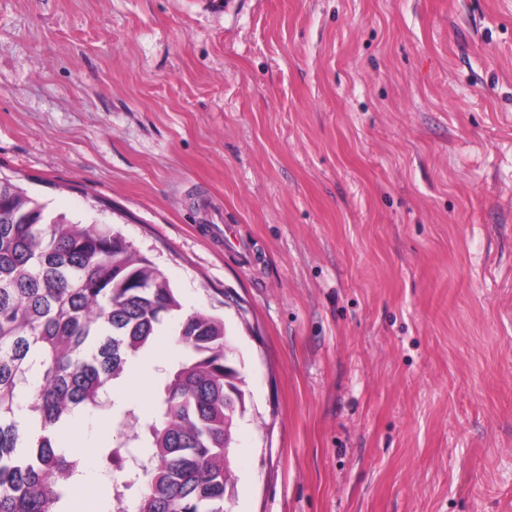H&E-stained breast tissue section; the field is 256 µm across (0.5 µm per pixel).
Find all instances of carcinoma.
<instances>
[{"label":"carcinoma","mask_w":512,"mask_h":512,"mask_svg":"<svg viewBox=\"0 0 512 512\" xmlns=\"http://www.w3.org/2000/svg\"><path fill=\"white\" fill-rule=\"evenodd\" d=\"M170 330L184 358L135 436L137 467L110 478L117 512H224L238 401L223 320L187 312L169 280L109 226L54 214L0 177V512H64L86 463L52 430L109 409L127 357ZM119 443L101 458L111 475ZM138 487L128 499L125 491Z\"/></svg>","instance_id":"cac0c4a2"}]
</instances>
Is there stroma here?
I'll list each match as a JSON object with an SVG mask.
<instances>
[{"label":"stroma","instance_id":"obj_1","mask_svg":"<svg viewBox=\"0 0 512 512\" xmlns=\"http://www.w3.org/2000/svg\"><path fill=\"white\" fill-rule=\"evenodd\" d=\"M0 176L223 320L233 512H512V0H0Z\"/></svg>","mask_w":512,"mask_h":512}]
</instances>
